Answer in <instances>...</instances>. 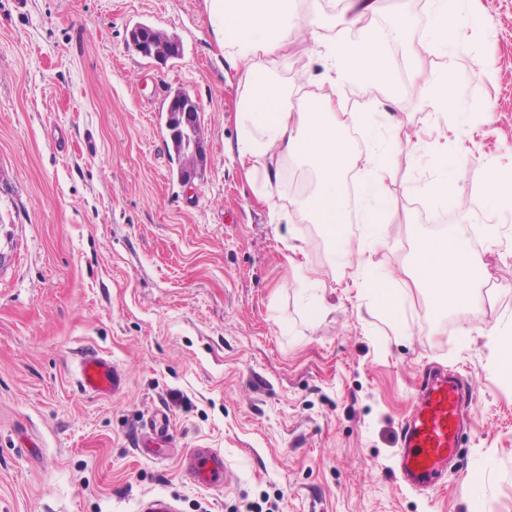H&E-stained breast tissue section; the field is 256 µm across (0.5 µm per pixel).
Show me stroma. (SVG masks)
Instances as JSON below:
<instances>
[{"label": "stroma", "mask_w": 512, "mask_h": 512, "mask_svg": "<svg viewBox=\"0 0 512 512\" xmlns=\"http://www.w3.org/2000/svg\"><path fill=\"white\" fill-rule=\"evenodd\" d=\"M456 55H423L422 76L452 69L447 113L411 87L390 20L427 33L433 0H380L387 80L343 87L351 112L422 135L399 158L387 244L361 254L392 275L394 313L349 286L317 225L269 223L228 164L242 93L207 20L206 0H0V512H512V380L494 372L489 330L512 333V210L490 208L488 171L512 175V0H482ZM148 25L181 43L160 64L126 46ZM491 66L473 74L472 58ZM200 106L204 173L179 177L166 130L177 92ZM464 127H457L458 118ZM446 184L470 213L483 289L435 314L412 284L416 242L459 227L424 195ZM495 237H488L489 227ZM311 242L304 268L288 246ZM124 374L117 395L84 392L87 352ZM439 366L473 390L471 427L429 493L396 474L397 435L419 375ZM169 415L167 457H143V423ZM216 448L232 480L203 487L179 458Z\"/></svg>", "instance_id": "stroma-1"}]
</instances>
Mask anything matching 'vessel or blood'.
I'll use <instances>...</instances> for the list:
<instances>
[{
	"label": "vessel or blood",
	"instance_id": "1",
	"mask_svg": "<svg viewBox=\"0 0 512 512\" xmlns=\"http://www.w3.org/2000/svg\"><path fill=\"white\" fill-rule=\"evenodd\" d=\"M77 382L88 393L109 397L119 393L123 380L110 358L84 354L77 365ZM471 397L456 377L436 370L421 380L410 413L402 420L398 436V468L407 485L434 490L441 486L449 458L460 446L469 422ZM168 417L153 419L140 451L158 458L164 453L162 437L169 430ZM188 469L203 486L227 483L230 471L220 451L196 448L187 459Z\"/></svg>",
	"mask_w": 512,
	"mask_h": 512
}]
</instances>
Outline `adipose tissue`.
Here are the masks:
<instances>
[{
  "label": "adipose tissue",
  "instance_id": "ef3b65f1",
  "mask_svg": "<svg viewBox=\"0 0 512 512\" xmlns=\"http://www.w3.org/2000/svg\"><path fill=\"white\" fill-rule=\"evenodd\" d=\"M295 0H208V20L230 68L243 85L237 104L238 132L229 158L249 175H261L263 187L257 197L267 209L271 223H292L302 215L318 225L337 246H344L345 224L364 225L359 249H375L385 243L382 211L391 204L389 179L398 157H410L423 147L420 137L379 136L366 113L344 107L340 88L355 78L366 87L379 86L386 74L384 51L379 39L368 37L325 38L320 17L296 15ZM480 0H469V19L449 12L447 0H438L434 24L423 40H414L406 23L395 34L414 42L413 70H420L426 51L456 48L467 20H478ZM303 41L307 53L322 52L327 84L312 90V81L300 76L293 85L283 84L274 65L289 42ZM362 127L373 146L360 158L365 178L359 200H351L344 188V175L352 160L346 130ZM303 158L315 175L309 195L280 202L279 168L270 167L271 155ZM413 280L427 289L432 309L437 312L470 303L481 284V255L467 244L464 232L430 236L419 240Z\"/></svg>",
  "mask_w": 512,
  "mask_h": 512
}]
</instances>
